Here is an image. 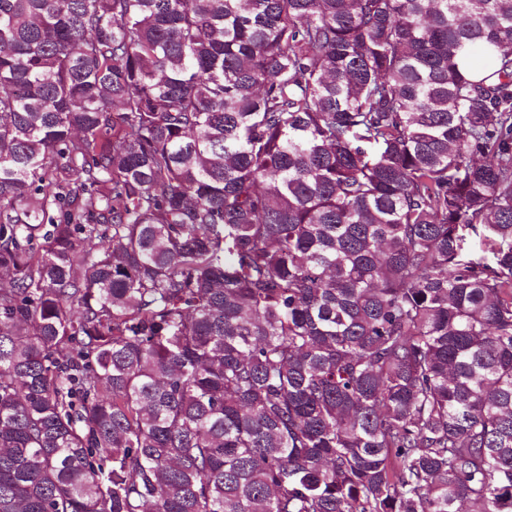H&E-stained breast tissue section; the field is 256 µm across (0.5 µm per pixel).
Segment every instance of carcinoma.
<instances>
[{
    "instance_id": "cac0c4a2",
    "label": "carcinoma",
    "mask_w": 512,
    "mask_h": 512,
    "mask_svg": "<svg viewBox=\"0 0 512 512\" xmlns=\"http://www.w3.org/2000/svg\"><path fill=\"white\" fill-rule=\"evenodd\" d=\"M0 512H512V0H0Z\"/></svg>"
}]
</instances>
